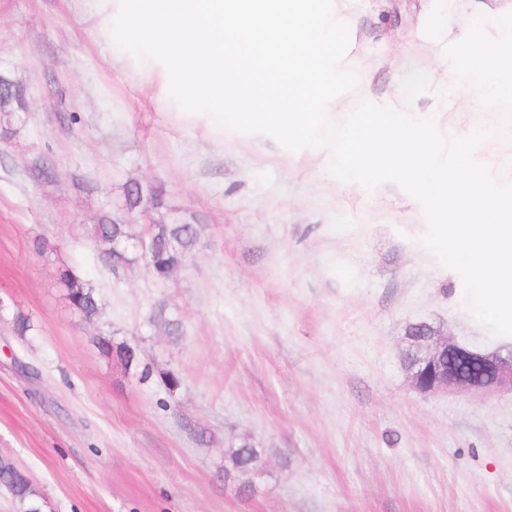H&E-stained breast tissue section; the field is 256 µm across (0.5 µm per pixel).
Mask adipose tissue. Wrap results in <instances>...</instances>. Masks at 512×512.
<instances>
[{
	"label": "adipose tissue",
	"mask_w": 512,
	"mask_h": 512,
	"mask_svg": "<svg viewBox=\"0 0 512 512\" xmlns=\"http://www.w3.org/2000/svg\"><path fill=\"white\" fill-rule=\"evenodd\" d=\"M448 71L476 75L487 96L511 95L512 18L500 24L495 40H486L477 33L461 36Z\"/></svg>",
	"instance_id": "1"
}]
</instances>
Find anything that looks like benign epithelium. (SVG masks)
<instances>
[{
    "instance_id": "1",
    "label": "benign epithelium",
    "mask_w": 512,
    "mask_h": 512,
    "mask_svg": "<svg viewBox=\"0 0 512 512\" xmlns=\"http://www.w3.org/2000/svg\"><path fill=\"white\" fill-rule=\"evenodd\" d=\"M424 339L417 344L416 360L410 370L413 387L424 394L456 389L474 394L489 393L507 386L512 389V350L485 353L460 345L441 334L422 330ZM452 354L466 356L480 367L477 377H465L443 370L442 362Z\"/></svg>"
}]
</instances>
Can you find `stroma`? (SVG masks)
Here are the masks:
<instances>
[{
    "instance_id": "35a3bbf8",
    "label": "stroma",
    "mask_w": 512,
    "mask_h": 512,
    "mask_svg": "<svg viewBox=\"0 0 512 512\" xmlns=\"http://www.w3.org/2000/svg\"><path fill=\"white\" fill-rule=\"evenodd\" d=\"M78 8L0 0V77L23 91L0 107V454L30 473L45 512H512V390L423 394L404 365L418 322L512 344L422 245L420 203L340 181L315 148L202 133L108 64ZM335 9L358 78L337 121L368 100L433 114L447 139L482 124L497 134L481 160L512 183V96L449 81L447 65L460 34L494 35L512 0ZM136 185L161 186L162 206L130 207ZM106 213L196 225L198 247L163 279L136 250L110 271L88 235ZM65 267L96 289L94 323L70 307ZM102 331L150 375L106 356ZM243 438L263 450L250 490L226 475Z\"/></svg>"
}]
</instances>
